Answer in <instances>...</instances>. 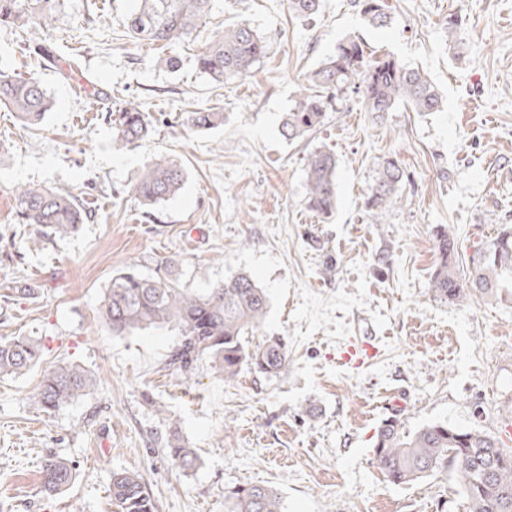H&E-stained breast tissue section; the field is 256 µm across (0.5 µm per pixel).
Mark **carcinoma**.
<instances>
[{"mask_svg":"<svg viewBox=\"0 0 512 512\" xmlns=\"http://www.w3.org/2000/svg\"><path fill=\"white\" fill-rule=\"evenodd\" d=\"M127 15L129 36L171 48L190 39L211 10L212 0H136ZM59 0H0V24H14L26 35L52 21ZM365 20L374 27L389 24L384 0H355ZM289 8L304 18L315 17L321 0H289ZM267 50L265 40L246 23L224 28V32L200 48L199 71L209 79L243 76ZM352 90L365 110L382 114L402 101L418 112H437L442 106L438 90L424 71L389 55L374 57L365 46L347 39L307 80L292 108L284 116L281 135L288 141L305 137L319 126L329 100ZM0 105L14 112L24 123L37 124L51 110L52 101L34 73L18 76L0 69ZM112 147L122 150L147 140L153 132L150 113L134 101L108 115ZM185 126L211 130L224 124V113L212 109L186 113ZM336 157L316 149L306 158L305 205L327 216L336 208ZM404 172L398 161L381 163L379 176L370 188L368 208L385 216L396 202ZM186 172L182 165L164 156L155 157L138 176L132 192L146 206L166 201L182 188ZM16 208L25 224H34L37 234L31 246L51 236L76 234L84 213L68 191L25 187L15 196ZM437 264L431 275L430 291L442 303H460L479 294L488 300L512 289V225L501 226L497 235L476 248L471 267L463 271L456 264L457 240L446 227L434 234ZM269 308L267 293L248 274L240 273L202 292L182 286L178 265L170 257L160 258L153 276L135 269L112 275L101 302V316L114 335L138 329L170 327L177 343L167 366L188 372L199 359L209 361L213 373L226 380L246 367L270 377L288 376V347L279 336L258 344L248 337L262 325ZM41 357L39 344L27 337L0 340V376L21 375ZM96 379L87 369L60 363L47 372L34 394L35 401L55 410L87 395ZM166 447L182 470L199 466L197 455L181 440L178 427L169 426ZM504 443L477 429H459L446 421H435L409 431L400 418L386 419L377 430L373 460L391 484L416 483L433 474L456 470L465 512H512V463L498 459ZM42 487L56 495L74 479L67 460L48 456L43 460ZM112 501L119 512H154V503L141 476L121 470L112 474ZM224 512H285L277 490L262 486H238L224 492Z\"/></svg>","mask_w":512,"mask_h":512,"instance_id":"cac0c4a2","label":"carcinoma"}]
</instances>
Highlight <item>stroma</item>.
<instances>
[{
    "mask_svg": "<svg viewBox=\"0 0 512 512\" xmlns=\"http://www.w3.org/2000/svg\"><path fill=\"white\" fill-rule=\"evenodd\" d=\"M391 22L369 25L354 0H322L319 15L288 0H213L191 41L161 49L128 37L136 0H61L34 36L0 25V66L37 73L53 106L41 124L0 107V338L42 348L24 374L0 379V512H115L112 474H141L155 512H224L225 489L275 487L286 512H465L455 472L413 485L385 480L372 444L383 421H432L504 436L512 423V296L445 304L430 291L436 227H450L458 262L512 224V0H386ZM457 22L449 39L448 22ZM246 22L268 43L247 76L216 87L196 55L225 26ZM374 56L421 68L443 106L406 104L377 115L352 92L300 141L280 134L307 77L348 38ZM55 56L40 59L37 43ZM141 102L152 137L116 151L108 111ZM214 108L223 126L182 125ZM337 160L336 208L304 205L305 158ZM182 164L180 193L145 206L131 186L146 163ZM404 171L383 220L366 206L378 164ZM24 186L70 191L87 219L79 233L29 250L33 225L15 212ZM178 261L184 286L204 290L239 272L268 293L263 336L288 342L284 379L241 372L227 381L199 361L167 369L173 330L112 335L98 314L115 270ZM32 287L35 297L21 296ZM69 362L95 389L60 410L33 398L43 373ZM201 460L171 465L170 422ZM66 459L71 486L48 496L40 464Z\"/></svg>",
    "mask_w": 512,
    "mask_h": 512,
    "instance_id": "1",
    "label": "stroma"
}]
</instances>
